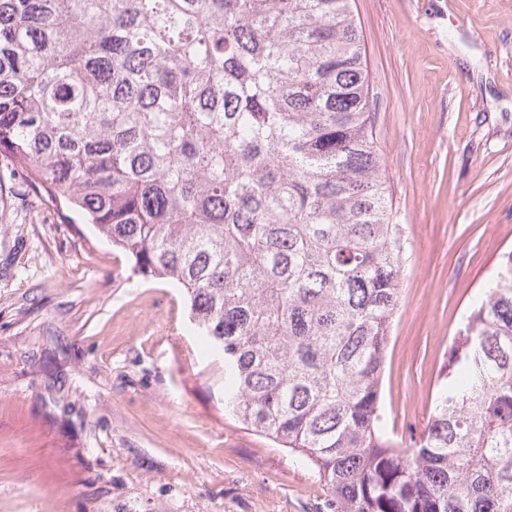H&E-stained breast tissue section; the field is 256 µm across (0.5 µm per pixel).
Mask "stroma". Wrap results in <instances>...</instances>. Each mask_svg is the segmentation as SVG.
<instances>
[{
  "instance_id": "obj_1",
  "label": "stroma",
  "mask_w": 512,
  "mask_h": 512,
  "mask_svg": "<svg viewBox=\"0 0 512 512\" xmlns=\"http://www.w3.org/2000/svg\"><path fill=\"white\" fill-rule=\"evenodd\" d=\"M406 261L385 403L421 434L463 312L512 248V0H354ZM180 288L0 157V512H322L224 410Z\"/></svg>"
}]
</instances>
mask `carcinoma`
<instances>
[{"label": "carcinoma", "mask_w": 512, "mask_h": 512, "mask_svg": "<svg viewBox=\"0 0 512 512\" xmlns=\"http://www.w3.org/2000/svg\"><path fill=\"white\" fill-rule=\"evenodd\" d=\"M352 0H0V153L184 290L224 411L333 512H512V249L423 433L384 402L404 263Z\"/></svg>", "instance_id": "carcinoma-1"}]
</instances>
